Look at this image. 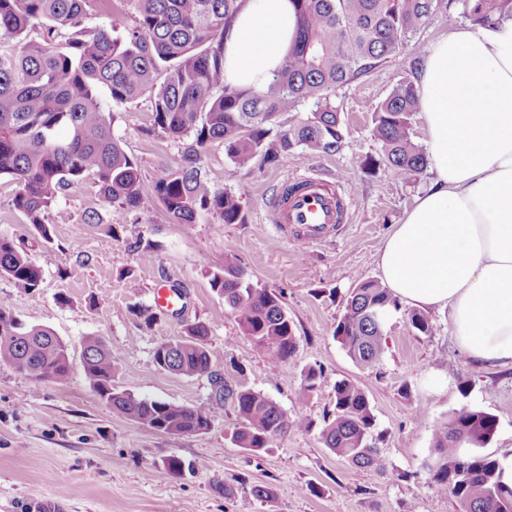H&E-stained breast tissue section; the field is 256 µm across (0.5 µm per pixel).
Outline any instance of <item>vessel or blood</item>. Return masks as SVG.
I'll list each match as a JSON object with an SVG mask.
<instances>
[{"label": "vessel or blood", "mask_w": 512, "mask_h": 512, "mask_svg": "<svg viewBox=\"0 0 512 512\" xmlns=\"http://www.w3.org/2000/svg\"><path fill=\"white\" fill-rule=\"evenodd\" d=\"M299 181L301 190L273 202L270 220L280 227H298L299 243L316 244L340 222L339 198L335 190L314 174L300 175Z\"/></svg>", "instance_id": "obj_1"}]
</instances>
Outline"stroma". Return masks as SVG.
<instances>
[{"instance_id":"35a3bbf8","label":"stroma","mask_w":512,"mask_h":512,"mask_svg":"<svg viewBox=\"0 0 512 512\" xmlns=\"http://www.w3.org/2000/svg\"><path fill=\"white\" fill-rule=\"evenodd\" d=\"M410 57L403 52L337 89L333 101L346 130L339 151L315 159L297 154L280 165L259 159L237 170L223 148H211L202 172L213 187L239 196L242 224H217L208 215L174 224L155 196L134 208L111 207L84 182L62 190L46 213V241L14 209L16 183L0 177V233L43 274L34 290L0 279V298L24 324L64 339L71 362L67 380L41 384L0 362V512H38L41 499L57 491L67 498V512H457L428 484L425 465L435 425L465 406L496 417L497 430L481 452L512 464V369L475 365L456 345L447 311H429L428 336L410 326V306L389 313L385 352L373 371L359 369L333 338L347 295L359 281L379 279L378 250L428 182L358 166L381 153L372 113L406 76ZM113 132L140 161L146 182L181 158L182 141L155 126L149 96L115 109ZM310 168L332 183L347 217L323 243L302 247L271 224L265 204ZM229 250L253 282L282 292L296 337L287 366L267 362L210 288L207 275L223 266ZM163 285L180 288L184 305L179 315L145 321L142 312L154 310L153 292ZM194 323L208 327L212 366L227 384L262 393L312 429L288 432L256 457L231 443L234 415L202 434L168 435L115 415L86 383L84 342L97 337L120 355L116 389L206 404L207 377L178 376L154 360L160 343L179 339ZM312 366L322 369V383L305 394L303 374ZM344 378L365 391L373 408L385 473L351 466L319 439L334 384ZM172 456L187 463L183 475L165 469ZM255 486L269 488L270 497H255Z\"/></svg>"}]
</instances>
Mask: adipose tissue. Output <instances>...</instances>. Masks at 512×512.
Here are the masks:
<instances>
[{"label":"adipose tissue","instance_id":"ef3b65f1","mask_svg":"<svg viewBox=\"0 0 512 512\" xmlns=\"http://www.w3.org/2000/svg\"><path fill=\"white\" fill-rule=\"evenodd\" d=\"M292 0H245L224 41V79L266 86L295 38ZM416 87L428 187L376 256L398 301L445 309L460 349L512 368V20L452 25L430 44Z\"/></svg>","mask_w":512,"mask_h":512}]
</instances>
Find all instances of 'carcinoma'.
Returning a JSON list of instances; mask_svg holds the SVG:
<instances>
[{
	"instance_id": "obj_1",
	"label": "carcinoma",
	"mask_w": 512,
	"mask_h": 512,
	"mask_svg": "<svg viewBox=\"0 0 512 512\" xmlns=\"http://www.w3.org/2000/svg\"><path fill=\"white\" fill-rule=\"evenodd\" d=\"M244 2L134 0L138 21L130 29L121 15L107 27L86 26L89 0H0V176L16 182L13 205L43 239H50L44 215L58 194L86 180L110 206L134 208L150 193L175 224H192L202 214L218 224L245 223L240 197L213 188L203 177L204 154L222 147L235 168L247 169L259 156L277 164L297 152L314 158L340 150L345 130L331 100L336 89L400 54L440 6L438 0H293L296 43L266 88L254 91L224 81V35ZM460 4L462 16L473 25L489 27L512 18V0ZM36 28L39 37L29 38ZM64 31L67 38L61 43ZM104 87L114 107L152 93L154 125L177 139L192 137L176 168L145 183L140 162L113 133L112 112L99 99ZM307 104L311 108L305 117L273 131L280 115ZM417 111V88L406 77L373 111L372 135L382 154L363 158V171L383 166L396 178L410 180L427 169V152L410 136ZM63 128L68 135L62 138ZM0 278L29 290L42 281L32 257L2 234ZM209 285L224 298L242 334L272 364H286L296 341L283 295L251 283L230 253L224 267L209 273ZM399 308L391 291L376 280H362L351 289L333 337L358 368L379 366L386 315ZM409 321L417 332L433 333L426 315L414 311ZM207 335V326L196 323L185 336L154 351L164 369L209 379L212 393L204 407L115 389L119 354L96 337L85 341L83 374L113 413L167 434L204 433L231 410L232 442L255 456L289 431L312 426L260 392L225 383L201 342ZM0 361L36 383L65 381L71 374L69 345L47 327L22 323L2 298ZM374 425L366 393L349 380L336 382L334 410L320 431L324 446L357 468L382 473ZM496 429L494 415L463 407L433 430L428 480L457 504L458 512H512V486L502 481L500 463L462 453L464 444H487Z\"/></svg>"
}]
</instances>
